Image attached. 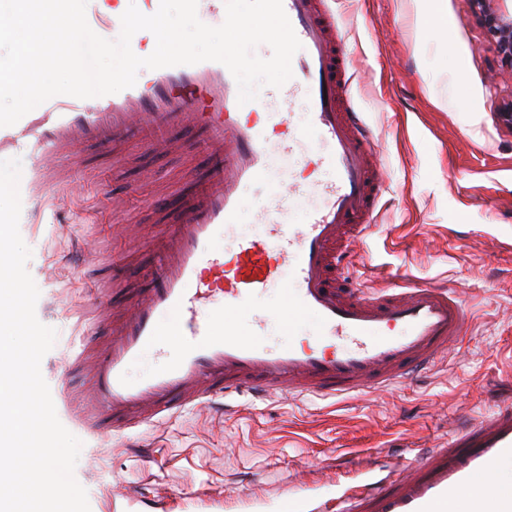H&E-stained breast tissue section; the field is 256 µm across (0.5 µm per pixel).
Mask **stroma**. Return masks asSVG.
I'll return each instance as SVG.
<instances>
[{"mask_svg": "<svg viewBox=\"0 0 512 512\" xmlns=\"http://www.w3.org/2000/svg\"><path fill=\"white\" fill-rule=\"evenodd\" d=\"M423 0H336V24L351 58L352 105L365 115L374 164L386 191L375 228L354 247L362 285L453 288L471 322L463 340L423 377L347 397L253 401L233 412L204 406L125 434L94 436L59 413L83 447L74 476L90 512H277L299 486L320 500L391 463L410 467L456 427L490 414L512 394V129L498 120L512 99V68L470 0H447L446 29L421 22ZM191 149L134 150L122 181L131 221L116 224L101 204L112 169L81 154L83 209L56 198L21 209L27 269L40 291L36 316L56 331L41 372L50 390L81 392L76 347L104 300L95 280L113 267L146 264L158 230L143 203L158 175L184 183L207 170L198 128L178 131ZM149 448L143 462L137 447Z\"/></svg>", "mask_w": 512, "mask_h": 512, "instance_id": "obj_1", "label": "stroma"}]
</instances>
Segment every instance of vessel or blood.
I'll list each match as a JSON object with an SVG mask.
<instances>
[{
	"instance_id": "b4317fda",
	"label": "vessel or blood",
	"mask_w": 512,
	"mask_h": 512,
	"mask_svg": "<svg viewBox=\"0 0 512 512\" xmlns=\"http://www.w3.org/2000/svg\"><path fill=\"white\" fill-rule=\"evenodd\" d=\"M301 43L292 77L277 88L281 109L298 96L308 124L270 129L264 102L238 103V87L221 63L143 69L119 94L79 99L57 95L0 127V156L27 149L37 176L31 196L54 190L64 203L76 193L66 165L94 148L120 161L143 148L183 150L174 132L205 130L208 169L191 187L167 189L149 202L163 232L149 264L118 269L113 285L142 281L123 308L100 306L103 341H85L75 360L88 374L89 397L78 422L91 432H123L171 419L219 396L341 397L391 387L430 370L467 324L457 294L432 285L371 293L354 282L348 259L374 224L383 189L372 164L374 137L351 106L349 79L337 59L336 26L326 0H283ZM91 29L111 38L120 16L88 0ZM313 151L324 183L284 181L260 198L257 232L225 259L214 241L241 222L239 195L262 185L274 157ZM323 199L307 223L290 220L302 191ZM287 277L276 315L293 335L314 319V345L295 339L277 347L243 320L255 299ZM168 351L164 366L139 378L129 368L146 352ZM512 458V400L462 427L436 448L419 449L400 472L338 491L335 512H458L461 494L477 489L475 512H512V494L493 488L495 463Z\"/></svg>"
}]
</instances>
